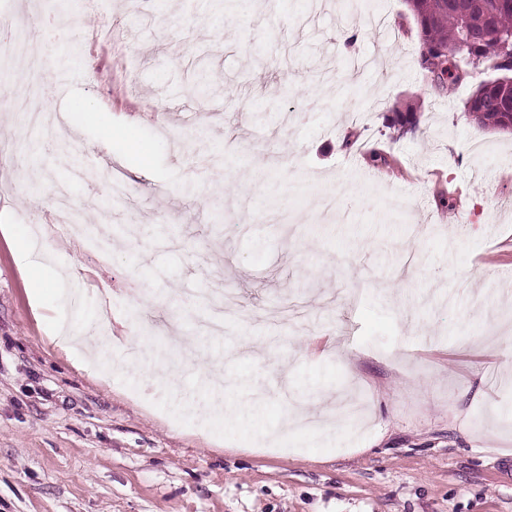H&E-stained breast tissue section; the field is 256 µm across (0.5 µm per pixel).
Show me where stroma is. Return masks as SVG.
<instances>
[{
	"instance_id": "35a3bbf8",
	"label": "stroma",
	"mask_w": 512,
	"mask_h": 512,
	"mask_svg": "<svg viewBox=\"0 0 512 512\" xmlns=\"http://www.w3.org/2000/svg\"><path fill=\"white\" fill-rule=\"evenodd\" d=\"M69 22L120 57L134 108L89 63L60 93L62 47L42 76L0 72V144L29 143L0 172V512H512V131L466 112L494 71L436 90L405 0H249L229 20L210 0H84ZM22 99L66 149L16 123ZM395 103L416 131L387 126ZM125 127L148 162L108 140ZM52 183L107 261L57 232ZM35 225L51 248L32 263L90 281L79 309L31 304L13 241ZM69 318L147 349L113 344L119 383L89 374L48 339ZM258 386L253 427L197 414ZM295 408L322 429L263 448Z\"/></svg>"
}]
</instances>
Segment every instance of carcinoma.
<instances>
[{"instance_id": "1", "label": "carcinoma", "mask_w": 512, "mask_h": 512, "mask_svg": "<svg viewBox=\"0 0 512 512\" xmlns=\"http://www.w3.org/2000/svg\"><path fill=\"white\" fill-rule=\"evenodd\" d=\"M419 26L420 65L431 68L432 60L448 49L451 63L439 83L457 85L471 71L487 61L500 72L507 64V53L498 36L512 34V9L500 7V0H406ZM472 120L480 126L505 130L512 123V85L496 79L481 82L466 103ZM389 125L413 131L418 125L414 112L395 107Z\"/></svg>"}]
</instances>
